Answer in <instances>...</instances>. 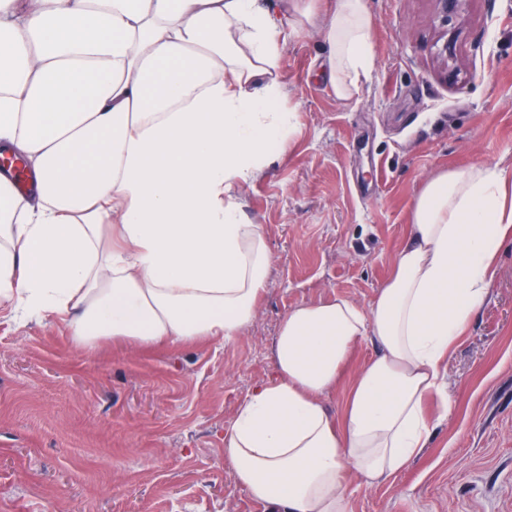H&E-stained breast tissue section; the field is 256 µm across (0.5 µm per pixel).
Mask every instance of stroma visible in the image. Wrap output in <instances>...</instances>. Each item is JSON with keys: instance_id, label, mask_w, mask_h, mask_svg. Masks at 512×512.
<instances>
[{"instance_id": "stroma-1", "label": "stroma", "mask_w": 512, "mask_h": 512, "mask_svg": "<svg viewBox=\"0 0 512 512\" xmlns=\"http://www.w3.org/2000/svg\"><path fill=\"white\" fill-rule=\"evenodd\" d=\"M368 7L374 64L350 99L320 73V35L287 37L283 106L299 125L229 191L272 257L241 336L83 350L59 319L0 313V512H266L225 464L224 431L272 374L288 311L336 297L369 309L431 175L512 176V0H465L450 60L433 0ZM445 387L452 411L429 402L430 439L404 470L376 485L350 473L352 512H512V238Z\"/></svg>"}]
</instances>
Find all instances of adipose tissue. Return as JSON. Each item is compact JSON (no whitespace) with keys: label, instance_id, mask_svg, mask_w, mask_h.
Masks as SVG:
<instances>
[{"label":"adipose tissue","instance_id":"ef3b65f1","mask_svg":"<svg viewBox=\"0 0 512 512\" xmlns=\"http://www.w3.org/2000/svg\"><path fill=\"white\" fill-rule=\"evenodd\" d=\"M0 0V308L55 316L73 344L230 340L252 321L271 254L226 195L297 128L280 105L286 30L321 31L328 83L373 66L367 0ZM512 236V177L437 173L369 310L292 308L272 376L239 404L224 459L271 512H350L346 474L407 467L444 396L448 353L483 307ZM374 355L324 404L364 340Z\"/></svg>","mask_w":512,"mask_h":512}]
</instances>
